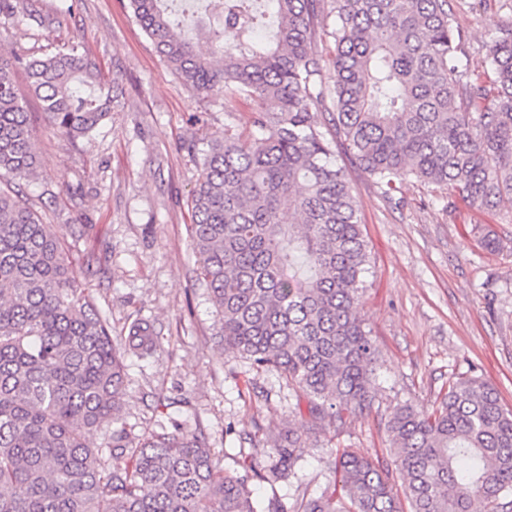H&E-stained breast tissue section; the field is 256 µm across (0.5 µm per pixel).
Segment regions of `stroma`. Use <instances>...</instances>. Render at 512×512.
Returning a JSON list of instances; mask_svg holds the SVG:
<instances>
[{"instance_id": "stroma-1", "label": "stroma", "mask_w": 512, "mask_h": 512, "mask_svg": "<svg viewBox=\"0 0 512 512\" xmlns=\"http://www.w3.org/2000/svg\"><path fill=\"white\" fill-rule=\"evenodd\" d=\"M464 33L461 58L479 71L487 44L512 17V0H450ZM56 25L0 14V53L40 57L80 43L105 81L118 82L121 106L87 137L70 139L46 122L23 70L15 89L33 117L40 165L21 187L53 226L88 289L120 335L129 316L155 321L161 344L127 360L122 423L135 436L178 422L223 455L226 470L243 456L265 464L268 436L294 425L296 395L285 380L256 372L220 351L215 309L195 285L188 202L196 186L191 143L249 130L255 103L225 111L220 96L186 88L134 20L129 0H34ZM338 163L360 204L370 253L363 315L379 350L372 413L335 431L307 430L297 486L251 481L257 499L286 500L333 483L330 449L362 448L389 459L381 411L435 400L453 376H478L512 410V215L460 202L454 192L416 182L385 199L375 180L340 153ZM495 231L485 250L475 226Z\"/></svg>"}]
</instances>
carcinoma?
I'll return each mask as SVG.
<instances>
[{"instance_id": "1", "label": "carcinoma", "mask_w": 512, "mask_h": 512, "mask_svg": "<svg viewBox=\"0 0 512 512\" xmlns=\"http://www.w3.org/2000/svg\"><path fill=\"white\" fill-rule=\"evenodd\" d=\"M175 0H130L168 68L194 92L258 103L252 130L195 147L191 198L197 281L220 322L225 356L275 372L307 399L313 422L336 427L376 402L379 351L361 315L370 255L341 145L384 193L413 178L462 202L512 211V21L487 45L475 77L462 70V33L449 0H196L213 57L173 17ZM0 13L42 21L32 0ZM334 23H328L330 16ZM332 53L330 81L315 49ZM23 69L47 121L86 137L119 106L96 63L63 47L41 58L0 56V172L35 174L30 113L13 86ZM331 126L334 138L322 128ZM117 344L71 272L69 253L19 195L0 190V512H507L512 509V410L477 376L451 377L429 406L399 405L383 426L398 483L354 448L330 451L333 489L257 510L249 482L295 475L301 435L272 439L268 473L220 464L181 425L142 439L112 430L126 360L159 346L135 317Z\"/></svg>"}]
</instances>
